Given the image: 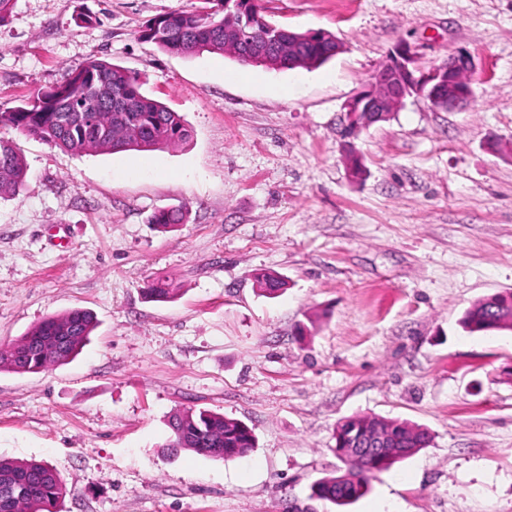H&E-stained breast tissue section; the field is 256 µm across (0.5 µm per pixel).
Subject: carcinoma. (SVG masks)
Listing matches in <instances>:
<instances>
[{
    "instance_id": "obj_1",
    "label": "carcinoma",
    "mask_w": 512,
    "mask_h": 512,
    "mask_svg": "<svg viewBox=\"0 0 512 512\" xmlns=\"http://www.w3.org/2000/svg\"><path fill=\"white\" fill-rule=\"evenodd\" d=\"M266 25H253V18L232 8L219 11L170 12L150 20L139 38L166 52L194 55L200 52L228 53L238 61L273 69L318 67L336 55L332 33L313 42L283 33L279 47L262 41ZM0 124L44 139L73 154L89 150L148 151L159 145L184 141L189 130L183 118L142 92L139 77L105 60L94 59L68 75L62 83L37 94L11 112L0 113ZM26 178V164L13 140L0 137V192L16 191ZM186 212L162 210L151 223L160 227L181 224ZM259 289L275 296L285 288L279 276L260 270L253 275ZM96 322L85 309L51 316L11 345L0 348V369L35 373L75 357L86 345ZM460 325L468 333L512 330V292L483 298L467 309ZM351 428L376 425L392 435L389 457L376 465L365 457L343 459L345 472L320 479L312 495L338 506L350 504L370 490V479L396 462L426 447L427 429L392 419L372 421L349 417ZM171 451L189 449L224 460L246 456L254 448L252 429L243 421L209 411L189 409L169 421ZM66 495V486L48 464L37 460L0 457V512H55Z\"/></svg>"
}]
</instances>
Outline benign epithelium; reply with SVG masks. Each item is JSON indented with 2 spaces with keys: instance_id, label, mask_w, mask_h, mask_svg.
Instances as JSON below:
<instances>
[{
  "instance_id": "7a95c632",
  "label": "benign epithelium",
  "mask_w": 512,
  "mask_h": 512,
  "mask_svg": "<svg viewBox=\"0 0 512 512\" xmlns=\"http://www.w3.org/2000/svg\"><path fill=\"white\" fill-rule=\"evenodd\" d=\"M475 69L474 59L460 50L448 61L424 70L417 66L412 48L400 44L389 61L372 74L367 87L345 104V129L351 134L389 117L398 111L406 97L414 94L426 97L433 104L445 96L446 108L459 106L472 98L473 88L460 84L457 74ZM345 444L358 455L378 457L386 440L382 433L373 431L352 436Z\"/></svg>"
}]
</instances>
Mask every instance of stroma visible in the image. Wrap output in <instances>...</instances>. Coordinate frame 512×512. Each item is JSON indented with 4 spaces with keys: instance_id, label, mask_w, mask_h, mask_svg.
<instances>
[{
    "instance_id": "obj_1",
    "label": "stroma",
    "mask_w": 512,
    "mask_h": 512,
    "mask_svg": "<svg viewBox=\"0 0 512 512\" xmlns=\"http://www.w3.org/2000/svg\"><path fill=\"white\" fill-rule=\"evenodd\" d=\"M197 4L16 0L0 27V112L98 58L190 131L77 155L0 125L27 166L0 194V347L72 309L98 320L76 358L0 370V457L53 467L59 512H512V331L459 324L512 290V0H261L278 25L339 39L311 70L139 39ZM87 11L98 23H79ZM401 43L425 67L469 52L474 97H407L355 139L367 175L353 181L344 105ZM171 208L184 223L151 224ZM260 269L286 290L262 295ZM157 281L170 300L145 297ZM184 409L244 421L254 448L170 455ZM352 415L430 442L337 506L311 486L342 469L336 425Z\"/></svg>"
}]
</instances>
